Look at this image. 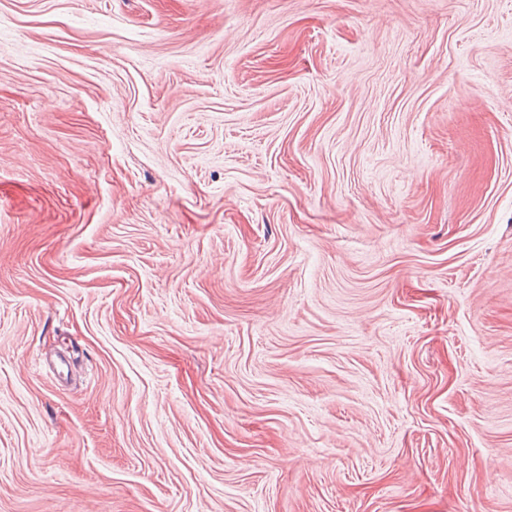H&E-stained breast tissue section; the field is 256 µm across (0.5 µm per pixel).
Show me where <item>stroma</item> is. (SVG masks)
<instances>
[{
  "label": "stroma",
  "instance_id": "obj_1",
  "mask_svg": "<svg viewBox=\"0 0 512 512\" xmlns=\"http://www.w3.org/2000/svg\"><path fill=\"white\" fill-rule=\"evenodd\" d=\"M0 512H512V0H0Z\"/></svg>",
  "mask_w": 512,
  "mask_h": 512
}]
</instances>
